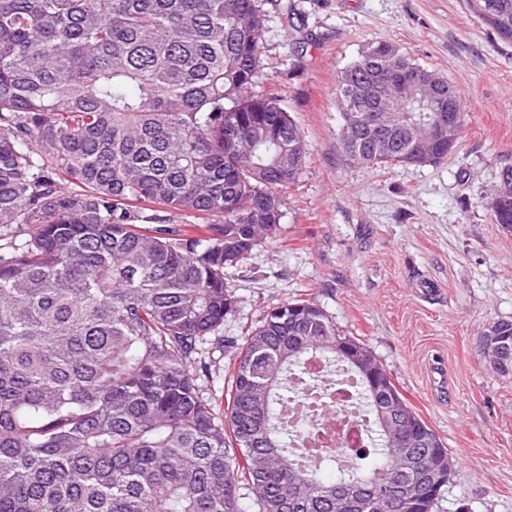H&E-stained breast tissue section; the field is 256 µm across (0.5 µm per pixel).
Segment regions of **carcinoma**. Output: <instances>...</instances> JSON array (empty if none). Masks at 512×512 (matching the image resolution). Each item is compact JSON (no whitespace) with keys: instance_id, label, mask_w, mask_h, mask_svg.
<instances>
[{"instance_id":"cac0c4a2","label":"carcinoma","mask_w":512,"mask_h":512,"mask_svg":"<svg viewBox=\"0 0 512 512\" xmlns=\"http://www.w3.org/2000/svg\"><path fill=\"white\" fill-rule=\"evenodd\" d=\"M471 2L512 39V0ZM266 29L261 0H0V512H245V490L258 512H386L408 453L422 489L404 512H432L425 458L444 443L422 420L419 447L391 444L318 305L278 306L223 340L224 413L199 394L200 345L234 307L224 273L275 233L307 158L280 99L252 92ZM427 71L369 42L337 74V109L371 84L391 112L451 110L463 126L446 78L421 102ZM454 149L377 127L338 147L379 168ZM504 180L490 209L511 230ZM312 359L360 390L362 447L342 459L303 452L288 425L301 385L333 418L336 382L304 385Z\"/></svg>"}]
</instances>
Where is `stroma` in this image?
<instances>
[{
	"label": "stroma",
	"mask_w": 512,
	"mask_h": 512,
	"mask_svg": "<svg viewBox=\"0 0 512 512\" xmlns=\"http://www.w3.org/2000/svg\"><path fill=\"white\" fill-rule=\"evenodd\" d=\"M271 14L254 92L277 96L308 157L283 218L226 269L235 306L203 345L198 381L224 400L231 353L273 308L306 299L358 337L444 442L453 471L435 512H512V372L490 368L482 328L512 321V231L488 204L512 171V41L468 0H291ZM389 39L458 85L461 138L431 165L373 168L336 147V75Z\"/></svg>",
	"instance_id": "1"
}]
</instances>
